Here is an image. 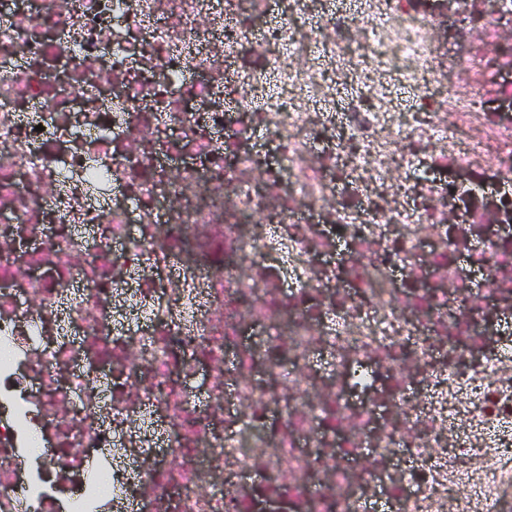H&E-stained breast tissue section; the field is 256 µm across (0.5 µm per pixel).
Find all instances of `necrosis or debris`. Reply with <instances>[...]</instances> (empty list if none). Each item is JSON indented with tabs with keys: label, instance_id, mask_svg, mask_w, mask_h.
Masks as SVG:
<instances>
[{
	"label": "necrosis or debris",
	"instance_id": "4bbe7bcc",
	"mask_svg": "<svg viewBox=\"0 0 512 512\" xmlns=\"http://www.w3.org/2000/svg\"><path fill=\"white\" fill-rule=\"evenodd\" d=\"M0 0V512H512V0Z\"/></svg>",
	"mask_w": 512,
	"mask_h": 512
}]
</instances>
